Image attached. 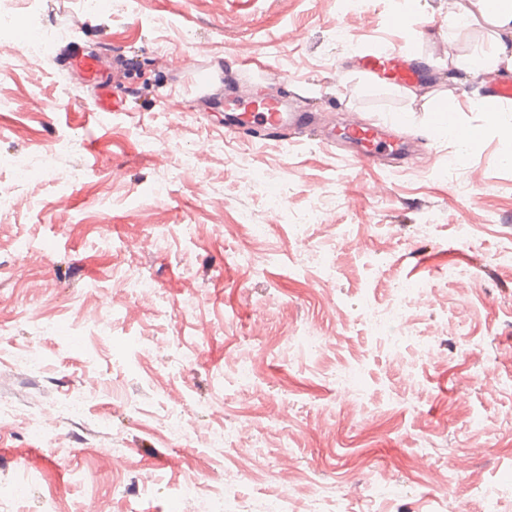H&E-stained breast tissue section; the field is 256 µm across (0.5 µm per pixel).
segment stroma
<instances>
[{"label": "stroma", "mask_w": 512, "mask_h": 512, "mask_svg": "<svg viewBox=\"0 0 512 512\" xmlns=\"http://www.w3.org/2000/svg\"><path fill=\"white\" fill-rule=\"evenodd\" d=\"M1 18L65 38L46 58L0 52V194L16 196L0 210V405L17 412L0 426V481L22 486L0 512H42L49 497L62 512H190L182 486L196 474L215 492L236 484L224 512H263L281 494L303 512L319 493L343 512H484L477 482L512 512V264L497 259L512 249V167L498 162L512 141L474 107L484 85L450 72L493 53L491 25H457L448 0H366L360 13L346 0H112L106 15L86 0H0ZM409 40L430 71L422 87L360 71L372 46ZM243 44L253 65L234 57ZM76 50L128 57L105 122L67 68ZM196 52L222 61L225 83L295 86L337 126L358 113L419 165L225 134L223 99L200 105L166 65ZM440 99L485 129L457 162L429 134ZM366 182L384 193L362 196ZM272 192L283 211H270ZM314 208L320 221L296 235ZM17 235L28 252L13 251ZM122 269L154 294L125 292ZM395 279L427 287L392 330L397 356L365 322ZM289 334L323 344L291 348ZM244 358L259 362L247 386L233 369ZM74 398L82 412L64 411ZM173 408L183 431L162 421ZM39 409L52 422L36 439L26 419ZM227 427L235 443L210 444ZM29 448L40 462H12Z\"/></svg>", "instance_id": "1"}]
</instances>
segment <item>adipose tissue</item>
<instances>
[{"label":"adipose tissue","instance_id":"obj_1","mask_svg":"<svg viewBox=\"0 0 512 512\" xmlns=\"http://www.w3.org/2000/svg\"><path fill=\"white\" fill-rule=\"evenodd\" d=\"M480 16L492 24L499 38L490 56L467 55L456 59L455 68L471 75H486L500 65L512 69V0H480Z\"/></svg>","mask_w":512,"mask_h":512}]
</instances>
